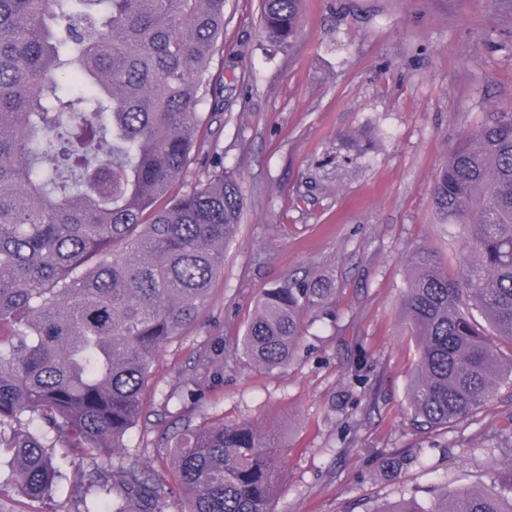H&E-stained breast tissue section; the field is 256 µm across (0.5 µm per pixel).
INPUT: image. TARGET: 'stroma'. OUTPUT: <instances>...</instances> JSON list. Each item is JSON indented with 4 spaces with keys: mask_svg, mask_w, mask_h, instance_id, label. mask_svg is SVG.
<instances>
[{
    "mask_svg": "<svg viewBox=\"0 0 512 512\" xmlns=\"http://www.w3.org/2000/svg\"><path fill=\"white\" fill-rule=\"evenodd\" d=\"M260 0H229L221 127L201 136L180 183L204 178L213 149L244 207L205 309L158 354L152 397L125 457L75 466L52 512H76L81 471L121 462L162 468L163 438L222 418L276 431L273 512H384L414 500L432 512L462 487H492L512 465L502 395L446 429L413 421L416 343L402 309L419 247L457 277L461 230L440 223L436 175L487 113L512 112V0H303L297 35L268 50ZM318 280L334 293L306 310L284 368L237 350L273 288Z\"/></svg>",
    "mask_w": 512,
    "mask_h": 512,
    "instance_id": "obj_1",
    "label": "stroma"
}]
</instances>
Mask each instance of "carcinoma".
Masks as SVG:
<instances>
[{"mask_svg": "<svg viewBox=\"0 0 512 512\" xmlns=\"http://www.w3.org/2000/svg\"><path fill=\"white\" fill-rule=\"evenodd\" d=\"M226 0H0V458L29 512L64 476L52 449L108 456L145 410L156 354L206 306L243 197L213 152L178 187L199 134L224 112L211 74ZM302 0H261V34L285 49ZM78 87L66 93L64 83ZM211 98L208 116L200 104ZM468 256L448 278L415 253L404 299L417 363L415 421L446 428L512 389V112L465 133L433 187ZM317 282L272 288L240 338L266 370L288 365ZM44 429L30 428L33 418ZM183 506L137 463L83 475L112 495L77 512H272L276 445L253 423L187 428L168 445ZM430 512H512V471Z\"/></svg>", "mask_w": 512, "mask_h": 512, "instance_id": "1", "label": "carcinoma"}]
</instances>
